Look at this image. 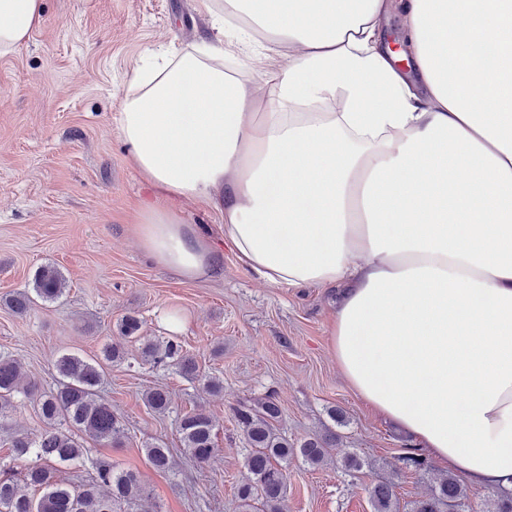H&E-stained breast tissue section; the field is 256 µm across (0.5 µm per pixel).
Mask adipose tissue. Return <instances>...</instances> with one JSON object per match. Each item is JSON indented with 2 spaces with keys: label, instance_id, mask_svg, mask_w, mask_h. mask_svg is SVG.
Segmentation results:
<instances>
[{
  "label": "adipose tissue",
  "instance_id": "adipose-tissue-1",
  "mask_svg": "<svg viewBox=\"0 0 512 512\" xmlns=\"http://www.w3.org/2000/svg\"><path fill=\"white\" fill-rule=\"evenodd\" d=\"M221 38L155 54L116 122L155 189L143 253L213 276L206 229L274 288H344V379L415 448L512 487V0H201ZM400 13L402 53L382 32ZM42 0H0V55ZM261 69L269 91L224 69Z\"/></svg>",
  "mask_w": 512,
  "mask_h": 512
}]
</instances>
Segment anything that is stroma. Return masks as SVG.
I'll return each mask as SVG.
<instances>
[{
  "mask_svg": "<svg viewBox=\"0 0 512 512\" xmlns=\"http://www.w3.org/2000/svg\"><path fill=\"white\" fill-rule=\"evenodd\" d=\"M43 21L13 53L0 56V353L26 376L55 385L56 359L74 354L104 368L99 396L111 404L126 436L106 445L81 437L92 457L139 472L149 496L120 512H238L237 488L250 474L246 444L233 417L239 401L274 396L276 428L288 440L333 430L327 463L288 465L284 512H373L369 489L392 480L401 501L425 493L432 471L405 469L408 440L365 404L344 380L330 347L336 288H274L251 275L227 247L208 279L180 280L155 266L133 231L137 214L157 196L122 143L115 117L127 83L147 51L189 47L214 38L200 0H42ZM56 268L66 290L25 314L8 306L32 290L37 271ZM181 321L171 329L167 315ZM140 321L156 342L177 338L201 375L178 365L144 362L140 345L104 358L122 317ZM219 378L220 392L202 377ZM163 387L167 413L150 410L145 393ZM202 411L215 424L218 453L197 464L185 452L177 421ZM46 427L31 400L20 398L0 429V465L9 464L12 435L36 437ZM171 451L161 473L144 448ZM357 454L365 465L346 472Z\"/></svg>",
  "mask_w": 512,
  "mask_h": 512,
  "instance_id": "1",
  "label": "stroma"
}]
</instances>
